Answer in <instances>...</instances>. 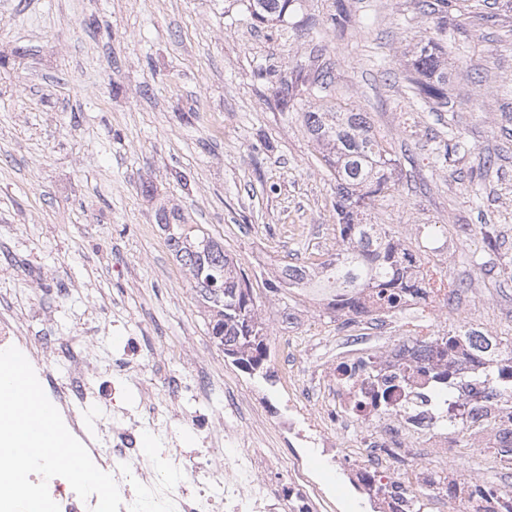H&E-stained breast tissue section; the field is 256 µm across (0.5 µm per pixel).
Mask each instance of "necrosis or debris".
Segmentation results:
<instances>
[{
  "label": "necrosis or debris",
  "instance_id": "necrosis-or-debris-1",
  "mask_svg": "<svg viewBox=\"0 0 512 512\" xmlns=\"http://www.w3.org/2000/svg\"><path fill=\"white\" fill-rule=\"evenodd\" d=\"M41 311L34 303L19 309L10 295H1L0 350L17 347L41 385L55 388L54 403L67 429L85 445L95 465L114 477L123 501L119 512H288L287 503L272 497L259 479L262 470L280 463L276 450L266 447L261 425L244 433L223 418H214L204 439L209 460L194 468L193 482L174 488L160 481L158 468L177 474L189 467L192 457L175 434L157 423L162 415L180 419V379H173L161 395L143 379L136 361L125 359L113 365L99 361L91 350L92 336H72L53 344L46 336L30 334L26 320ZM62 359L68 363V373L61 379L54 364ZM375 366L384 372L409 371L405 384L384 402L375 400L366 374L352 372L345 364H337L330 377L340 434L367 449L354 465V481L363 487L382 483L387 461L411 456L409 438L417 433L430 450V460L421 466L420 481L401 488L400 499L387 501L384 512H407L416 494L433 500L443 512H496V502L481 501L466 492L449 494L448 466L456 459L453 438L437 428L430 405L413 402L416 394L432 388L433 375L469 370V360L458 351L449 355L434 348L420 353L410 341L379 355ZM111 374L120 380H138L144 397L141 408L134 415L115 413L87 425L85 407L111 401L101 386ZM459 398L466 404L468 424L484 433L482 447L498 446L512 430V405L483 394L463 392ZM147 431L162 441L159 455L145 454Z\"/></svg>",
  "mask_w": 512,
  "mask_h": 512
}]
</instances>
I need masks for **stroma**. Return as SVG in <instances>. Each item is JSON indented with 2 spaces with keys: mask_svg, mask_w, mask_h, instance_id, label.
<instances>
[{
  "mask_svg": "<svg viewBox=\"0 0 512 512\" xmlns=\"http://www.w3.org/2000/svg\"><path fill=\"white\" fill-rule=\"evenodd\" d=\"M421 0H303L311 28L256 22L244 0H0V294L44 302L64 339L98 331L105 361L136 360L183 382L167 426L192 447L215 412L269 419L284 465L262 482L292 512H378L350 475L361 448H325L295 410L303 392L333 430L317 372L397 344L394 322L355 326L318 302L269 291L275 268L338 249L336 181L298 108L280 91L318 54L323 105L367 113L396 162L398 190L371 223L477 296L462 318L512 340V11L481 6L443 20L448 105L414 94L407 60L430 34ZM464 150L447 153L449 135ZM202 225L238 260L275 353L267 381L237 367L157 225L159 206ZM242 397L227 407L226 391Z\"/></svg>",
  "mask_w": 512,
  "mask_h": 512,
  "instance_id": "1",
  "label": "stroma"
}]
</instances>
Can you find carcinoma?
<instances>
[{
  "instance_id": "1",
  "label": "carcinoma",
  "mask_w": 512,
  "mask_h": 512,
  "mask_svg": "<svg viewBox=\"0 0 512 512\" xmlns=\"http://www.w3.org/2000/svg\"><path fill=\"white\" fill-rule=\"evenodd\" d=\"M247 9L259 22H285L300 9L299 0H245ZM442 23H437L435 36L419 44L411 55L413 82L421 100L439 108L448 106V64L445 62L439 36ZM295 80L305 74L307 98L311 102L300 117L317 149L320 160L333 172L336 180V221L341 248L331 258L307 259L280 268L278 284H293L324 291L327 307L345 316L343 327H351L364 319L382 327L386 321L365 308L360 291L379 288L389 307L403 295H427L434 289L446 288L452 295L461 285L447 273H421V260L408 246L400 243L384 224H372L367 212L374 202L397 191L393 176L395 160L373 130L364 112H340L316 105L332 83L328 71L316 65L310 56L296 63ZM158 226L165 234L168 248L194 284L198 298L207 308L211 336L224 346V355L232 362L259 374L267 361L266 327L258 312L253 288L241 273L240 265L224 251L200 224H182L180 217L161 208ZM414 339L421 347L435 343L443 348L457 347L450 333L431 332L425 317L409 321ZM493 356L501 359L503 368L496 372L475 369L459 378L446 381L431 392L438 420L453 426L462 435H471L464 419L448 414L455 403L457 389L464 386L479 392L512 400V379L505 368L512 369V343L491 338Z\"/></svg>"
}]
</instances>
